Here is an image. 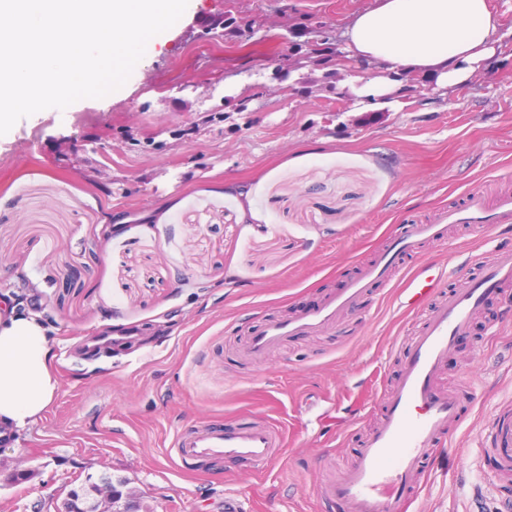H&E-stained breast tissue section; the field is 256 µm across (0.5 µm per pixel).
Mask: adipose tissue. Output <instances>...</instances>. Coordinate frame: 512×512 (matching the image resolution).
I'll use <instances>...</instances> for the list:
<instances>
[{
  "mask_svg": "<svg viewBox=\"0 0 512 512\" xmlns=\"http://www.w3.org/2000/svg\"><path fill=\"white\" fill-rule=\"evenodd\" d=\"M502 28L489 0H376L344 31L346 60L365 69L346 85L359 109H398L406 77L452 88L477 76L496 56ZM53 359L40 315L0 305V426L18 432L41 418L58 386Z\"/></svg>",
  "mask_w": 512,
  "mask_h": 512,
  "instance_id": "ef3b65f1",
  "label": "adipose tissue"
}]
</instances>
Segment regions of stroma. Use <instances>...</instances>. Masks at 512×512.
I'll list each match as a JSON object with an SVG mask.
<instances>
[{
  "instance_id": "1",
  "label": "stroma",
  "mask_w": 512,
  "mask_h": 512,
  "mask_svg": "<svg viewBox=\"0 0 512 512\" xmlns=\"http://www.w3.org/2000/svg\"><path fill=\"white\" fill-rule=\"evenodd\" d=\"M372 3L190 0L120 89L0 135V298L41 315L59 381L43 418L0 446V512H55L104 476L144 512H224L228 493L252 512H349L320 488L381 422L431 304L406 312L376 287L335 328L260 358L250 333L344 287L472 186L512 193V0H490L510 33L481 76H416L399 110L357 112L342 41L319 66L288 51ZM502 246L512 223L455 224L405 266L440 264L444 295ZM509 308L512 288L477 310L437 376L462 416L412 512L512 501L493 453L512 408ZM242 417L283 429L273 463L178 469L177 432Z\"/></svg>"
}]
</instances>
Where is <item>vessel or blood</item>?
I'll return each instance as SVG.
<instances>
[{
  "instance_id": "obj_1",
  "label": "vessel or blood",
  "mask_w": 512,
  "mask_h": 512,
  "mask_svg": "<svg viewBox=\"0 0 512 512\" xmlns=\"http://www.w3.org/2000/svg\"><path fill=\"white\" fill-rule=\"evenodd\" d=\"M512 223V194L488 196L471 190L461 209L444 208L430 224L408 225L390 237L377 259L362 268L341 293L328 294L300 314L267 321L249 337L252 355H264L284 340L321 333L359 306L376 284L399 285L410 297L409 309L430 295L421 273H399V256L414 244L439 241L452 224L492 226ZM512 287V247L498 248L481 274L462 281L433 310L423 331L406 349L399 381L388 391L383 419L363 441L351 464L326 484L321 494L350 506L351 512H408L414 500L410 484L417 473L431 472L444 462L449 425L459 418L457 392L438 388L436 376L448 352L468 330L472 312L486 299ZM495 449L502 472L512 473V413L495 422ZM280 429L244 419L210 423L181 431L173 446L185 471L221 459L261 464L273 461L284 447Z\"/></svg>"
}]
</instances>
